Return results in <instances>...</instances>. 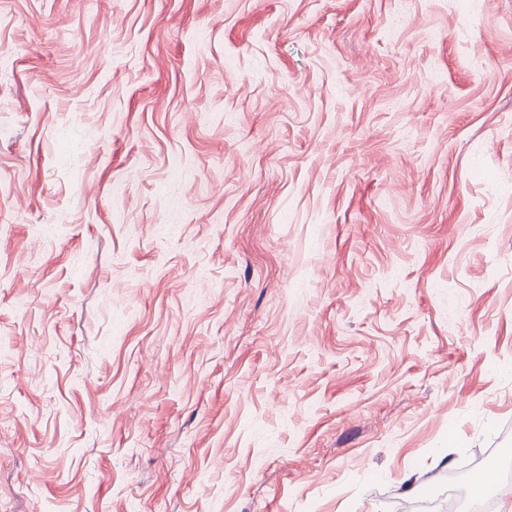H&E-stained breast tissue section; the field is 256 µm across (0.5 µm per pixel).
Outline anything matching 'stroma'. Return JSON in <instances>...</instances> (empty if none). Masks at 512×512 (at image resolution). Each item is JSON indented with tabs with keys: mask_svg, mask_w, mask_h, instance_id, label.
Instances as JSON below:
<instances>
[{
	"mask_svg": "<svg viewBox=\"0 0 512 512\" xmlns=\"http://www.w3.org/2000/svg\"><path fill=\"white\" fill-rule=\"evenodd\" d=\"M0 512H399L512 461V0H0Z\"/></svg>",
	"mask_w": 512,
	"mask_h": 512,
	"instance_id": "obj_1",
	"label": "stroma"
}]
</instances>
